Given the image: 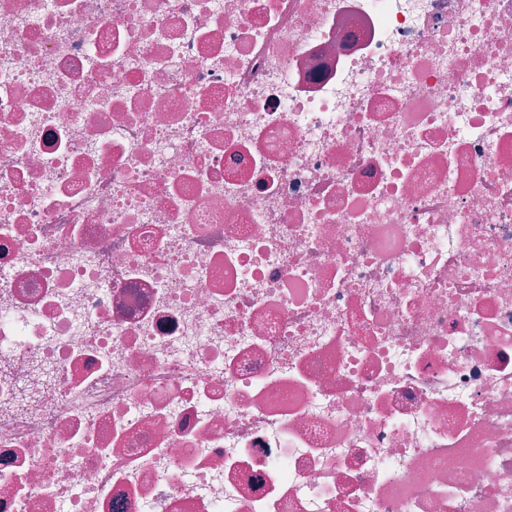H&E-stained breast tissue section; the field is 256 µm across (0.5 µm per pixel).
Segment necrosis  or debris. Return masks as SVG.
<instances>
[{
	"label": "necrosis or debris",
	"mask_w": 512,
	"mask_h": 512,
	"mask_svg": "<svg viewBox=\"0 0 512 512\" xmlns=\"http://www.w3.org/2000/svg\"><path fill=\"white\" fill-rule=\"evenodd\" d=\"M0 512H512V0H0Z\"/></svg>",
	"instance_id": "1"
}]
</instances>
